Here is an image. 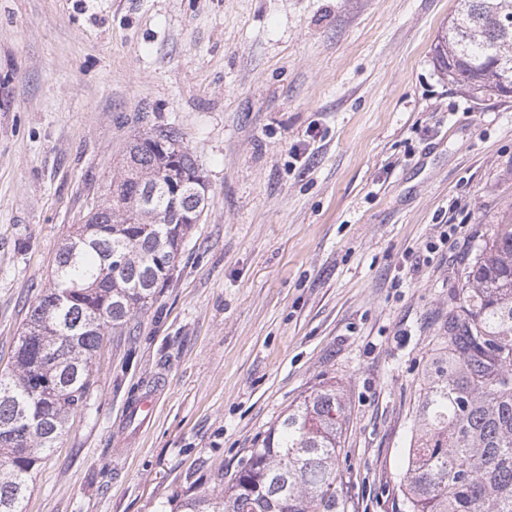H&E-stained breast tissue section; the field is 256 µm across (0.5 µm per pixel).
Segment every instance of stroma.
Listing matches in <instances>:
<instances>
[{
  "label": "stroma",
  "instance_id": "35a3bbf8",
  "mask_svg": "<svg viewBox=\"0 0 512 512\" xmlns=\"http://www.w3.org/2000/svg\"><path fill=\"white\" fill-rule=\"evenodd\" d=\"M455 0H0V370L134 134L210 184L24 512H183L336 384L348 512H399L424 376L493 225L512 98L440 73ZM438 244L428 253V243ZM145 423L127 419L140 396Z\"/></svg>",
  "mask_w": 512,
  "mask_h": 512
}]
</instances>
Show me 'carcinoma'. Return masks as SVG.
<instances>
[{"mask_svg": "<svg viewBox=\"0 0 512 512\" xmlns=\"http://www.w3.org/2000/svg\"><path fill=\"white\" fill-rule=\"evenodd\" d=\"M436 60L483 96L512 88V0H456ZM179 165L194 153L166 135ZM116 165L101 210L59 248L53 285L30 306L11 369L0 374V512H22L33 470L90 393L106 333L133 320L166 286L190 224H172L168 159L138 135ZM458 310L435 350L400 477L401 512H512V223L496 224L464 267ZM347 411L336 387L288 411L224 493L186 512H347L339 467Z\"/></svg>", "mask_w": 512, "mask_h": 512, "instance_id": "obj_1", "label": "carcinoma"}]
</instances>
